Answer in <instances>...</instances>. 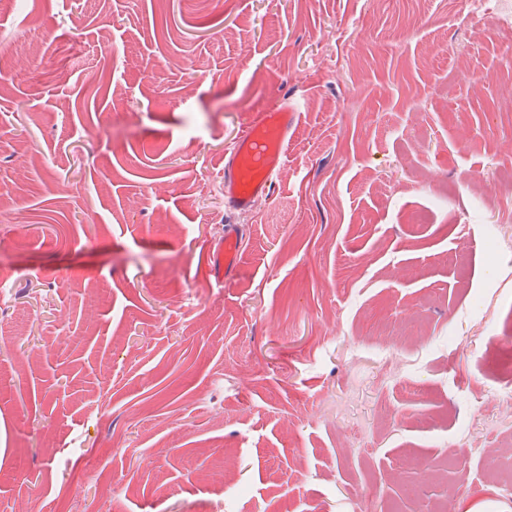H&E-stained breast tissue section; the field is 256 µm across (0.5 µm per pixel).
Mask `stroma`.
Masks as SVG:
<instances>
[{
    "mask_svg": "<svg viewBox=\"0 0 512 512\" xmlns=\"http://www.w3.org/2000/svg\"><path fill=\"white\" fill-rule=\"evenodd\" d=\"M499 7L0 0V512H512ZM297 115L288 101H282L250 121L239 135L224 157V200L231 210L251 211L274 195Z\"/></svg>",
    "mask_w": 512,
    "mask_h": 512,
    "instance_id": "1",
    "label": "stroma"
}]
</instances>
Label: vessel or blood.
Wrapping results in <instances>:
<instances>
[{
	"mask_svg": "<svg viewBox=\"0 0 512 512\" xmlns=\"http://www.w3.org/2000/svg\"><path fill=\"white\" fill-rule=\"evenodd\" d=\"M296 123V109L284 101L250 121L239 135L224 158V200L231 210H253L274 195Z\"/></svg>",
	"mask_w": 512,
	"mask_h": 512,
	"instance_id": "obj_1",
	"label": "vessel or blood"
}]
</instances>
